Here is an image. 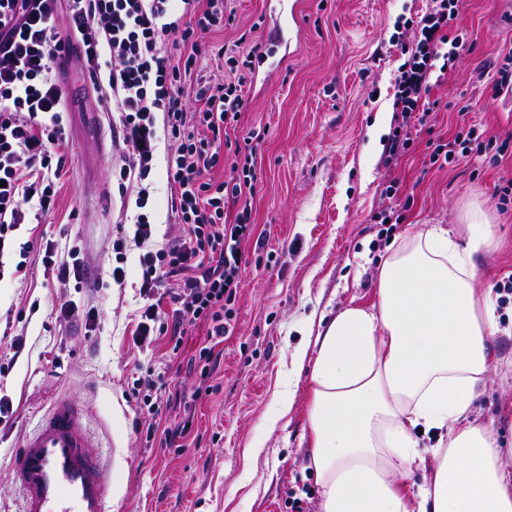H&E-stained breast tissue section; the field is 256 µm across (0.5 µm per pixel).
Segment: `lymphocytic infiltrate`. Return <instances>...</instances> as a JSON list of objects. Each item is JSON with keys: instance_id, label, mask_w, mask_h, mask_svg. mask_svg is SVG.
Listing matches in <instances>:
<instances>
[{"instance_id": "obj_1", "label": "lymphocytic infiltrate", "mask_w": 512, "mask_h": 512, "mask_svg": "<svg viewBox=\"0 0 512 512\" xmlns=\"http://www.w3.org/2000/svg\"><path fill=\"white\" fill-rule=\"evenodd\" d=\"M183 15L173 0H0V258L18 251L21 259L10 271L19 277L34 241L19 244L15 233L27 215L42 219L56 205L53 161L65 135L63 91L55 79L56 59L78 38L81 60L99 88L100 107L109 117L114 138L126 150L116 169L118 183L136 182V212L118 225L112 241L115 263L108 276L126 281V251L136 247L141 268L142 306L135 314V341L145 347L168 337V355L177 358L188 327H207L208 343L188 363L208 379L213 351L224 341L235 319V301L243 284L244 245L254 238L253 195L257 182L259 132L231 141L237 130L251 83V60L262 55V41L241 35L236 47L221 46L217 54L228 66L224 84L212 85L201 73L197 35L233 22L224 0H183ZM65 7L67 25L54 24ZM459 0H430L419 19L397 22L393 40L403 63L395 77V127L386 149V167L398 165L414 140L413 129L433 131L430 94L436 82L461 61L463 38L452 29ZM179 46L178 55L163 51ZM196 81V107H188L184 87ZM172 148L165 157L166 181L179 233L156 247V228L146 212L150 178L160 138ZM491 153L493 161L512 157V140L485 142L476 129L436 140L431 163L452 164L473 154ZM226 168L228 179L216 181L215 170ZM175 305L162 315L159 296ZM142 417L138 432L154 439L161 397L153 369L134 381Z\"/></svg>"}]
</instances>
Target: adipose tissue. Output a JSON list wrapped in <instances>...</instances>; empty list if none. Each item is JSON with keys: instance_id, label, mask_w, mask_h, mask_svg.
Here are the masks:
<instances>
[{"instance_id": "adipose-tissue-1", "label": "adipose tissue", "mask_w": 512, "mask_h": 512, "mask_svg": "<svg viewBox=\"0 0 512 512\" xmlns=\"http://www.w3.org/2000/svg\"><path fill=\"white\" fill-rule=\"evenodd\" d=\"M466 235L462 245L436 227L406 234L382 263L377 305L349 306L318 330L308 423L322 512H512V475L469 417L496 321L473 263L489 226L472 219ZM422 427L447 429V448L421 452ZM415 466L432 480L408 485Z\"/></svg>"}]
</instances>
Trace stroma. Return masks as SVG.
Here are the masks:
<instances>
[{"label":"stroma","mask_w":512,"mask_h":512,"mask_svg":"<svg viewBox=\"0 0 512 512\" xmlns=\"http://www.w3.org/2000/svg\"><path fill=\"white\" fill-rule=\"evenodd\" d=\"M428 0H228L234 25L201 33L202 45L230 43L256 28L265 45L254 58L237 136L266 132L257 168L254 217L263 251L246 244L244 285L231 336L216 348L209 382L199 390L187 361L168 359L165 340L138 349L132 314L139 300L138 250L127 253L122 288H62L46 276L34 249L27 278H0V512H19L9 461L24 433L60 396L84 408L86 435L120 480L112 512H321L320 487L308 466L311 362L294 357L321 321L350 304L376 301L381 265L393 239L441 227L465 239L469 212H482L493 243L474 255L477 278L492 288L499 331L495 365L479 382L470 410L492 430L500 463L512 471V207L495 189L512 177V161L473 155L430 165L426 134L393 168L383 159L393 132L394 74L402 62L390 38L398 18L423 14ZM466 48L459 65L433 88L435 132L452 137L473 127L483 139L512 136V100L492 98L489 64L512 50V0H461L454 25ZM67 92L65 165L56 210L36 227L21 225L18 242L37 237L59 252L80 246L89 277L112 265L108 244L121 199L112 166L121 146H107L96 112L98 92L80 62L59 72ZM396 196L385 197L389 181ZM403 212L380 235L379 209ZM101 318L56 317L60 299ZM158 365L167 394L186 401L161 414L165 427L191 416L182 446L146 445L133 423L130 395L137 368ZM287 417L278 418L281 405Z\"/></svg>","instance_id":"35a3bbf8"}]
</instances>
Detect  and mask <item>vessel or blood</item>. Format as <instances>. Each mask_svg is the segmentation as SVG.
<instances>
[{"mask_svg":"<svg viewBox=\"0 0 512 512\" xmlns=\"http://www.w3.org/2000/svg\"><path fill=\"white\" fill-rule=\"evenodd\" d=\"M82 423V408L64 396L22 439L11 457L21 512H110L111 476Z\"/></svg>","mask_w":512,"mask_h":512,"instance_id":"obj_1","label":"vessel or blood"}]
</instances>
